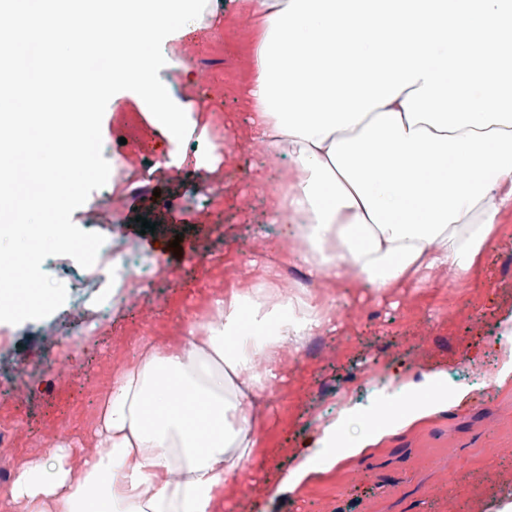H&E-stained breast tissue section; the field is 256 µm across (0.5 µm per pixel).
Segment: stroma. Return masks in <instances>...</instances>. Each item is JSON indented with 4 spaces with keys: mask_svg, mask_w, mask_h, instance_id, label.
<instances>
[{
    "mask_svg": "<svg viewBox=\"0 0 512 512\" xmlns=\"http://www.w3.org/2000/svg\"><path fill=\"white\" fill-rule=\"evenodd\" d=\"M255 38L252 17L232 11L221 30L204 25L169 45L192 64L205 47L225 61L223 78L185 89L203 99L198 126L206 136L224 132L216 170L189 160L181 166L182 178H173L163 166L170 150L164 136L135 118L128 97L108 102L102 147L120 156L122 178L92 192L94 207H79L72 220L82 230L122 240L134 258L155 259L166 270L143 276L137 288L115 290L101 278L92 307L69 298L44 319L0 323V374L28 391L22 413L30 423H39L58 397L43 359L48 351L71 354L81 371L117 370L131 364L142 339L184 341L177 325L140 327L135 307L173 300L187 255L210 261L213 290L251 283L278 267L279 237L267 221L274 199L254 174L261 168L285 180L289 166L268 155L247 122ZM129 121L151 140V156L121 144ZM116 197L133 200L136 212L114 211ZM139 215L155 223V233H142ZM496 222L498 237L479 266L455 285L444 269L383 297L366 287L347 292L332 281L307 284L309 293L330 302L336 330L311 337L303 350L286 349L282 382L251 408L268 447L278 451L276 463L257 475L255 492L227 484L216 512H288L293 502L304 512H499L512 501V207L502 209ZM434 377L446 380L455 399L448 412L278 493L315 444L320 420L338 418L346 409L375 410V380L385 379L386 391L404 399ZM103 401L100 395L91 399L86 413L61 434L0 447V467L17 471L23 462L46 456L60 437L90 447Z\"/></svg>",
    "mask_w": 512,
    "mask_h": 512,
    "instance_id": "35a3bbf8",
    "label": "stroma"
}]
</instances>
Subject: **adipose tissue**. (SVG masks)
Returning a JSON list of instances; mask_svg holds the SVG:
<instances>
[{
  "label": "adipose tissue",
  "instance_id": "obj_1",
  "mask_svg": "<svg viewBox=\"0 0 512 512\" xmlns=\"http://www.w3.org/2000/svg\"><path fill=\"white\" fill-rule=\"evenodd\" d=\"M213 27L228 9L258 28L247 89L250 124L268 154L288 158L292 179L276 190L270 223L290 242L289 263L310 279L357 281L385 293L444 268L461 279L490 247L501 209L512 206V0H207ZM125 24L112 70L93 83L131 99L168 139L171 164L221 153L193 140L199 106L167 78L190 76L165 46L194 33L199 17L176 0H108ZM85 9L48 11L12 0L9 93L0 157L38 158L45 194L12 227L25 247L58 200L51 174L63 145L45 148V126L14 123L31 111L32 88L50 81L47 45L82 57L71 29ZM481 31V50L472 47ZM275 270L213 299L205 326L187 322L176 346L146 343L110 387L94 431L97 456L55 442L16 471L9 497L23 512H214L228 481L265 454L249 401L278 379L285 346L335 331L330 305L307 292L274 297ZM269 364L253 374L256 356ZM428 382L388 420L344 413L325 423L324 468L365 452L415 421L448 410Z\"/></svg>",
  "mask_w": 512,
  "mask_h": 512
}]
</instances>
